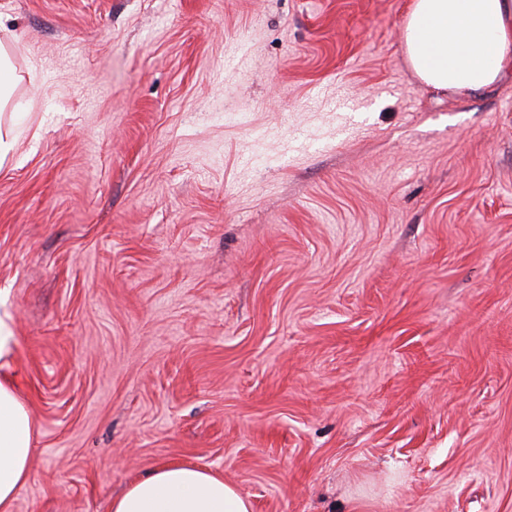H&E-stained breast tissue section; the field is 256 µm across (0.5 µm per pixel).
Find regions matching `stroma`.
<instances>
[{
  "instance_id": "1",
  "label": "stroma",
  "mask_w": 512,
  "mask_h": 512,
  "mask_svg": "<svg viewBox=\"0 0 512 512\" xmlns=\"http://www.w3.org/2000/svg\"><path fill=\"white\" fill-rule=\"evenodd\" d=\"M411 0H0L14 512L157 465L252 512H512V78L414 73ZM24 80L14 63V50L11 45L0 40V166L7 159L15 141V130L12 123H2L3 112H16L14 93L17 86ZM35 422L13 383L0 376V511L13 512L30 477Z\"/></svg>"
}]
</instances>
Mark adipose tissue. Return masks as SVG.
Returning a JSON list of instances; mask_svg holds the SVG:
<instances>
[{"label":"adipose tissue","mask_w":512,"mask_h":512,"mask_svg":"<svg viewBox=\"0 0 512 512\" xmlns=\"http://www.w3.org/2000/svg\"><path fill=\"white\" fill-rule=\"evenodd\" d=\"M408 59L428 87L467 98L512 76V0H413L404 27ZM35 422L0 376V512H13L30 477ZM223 476L163 464L132 481L110 512H250Z\"/></svg>","instance_id":"ef3b65f1"}]
</instances>
